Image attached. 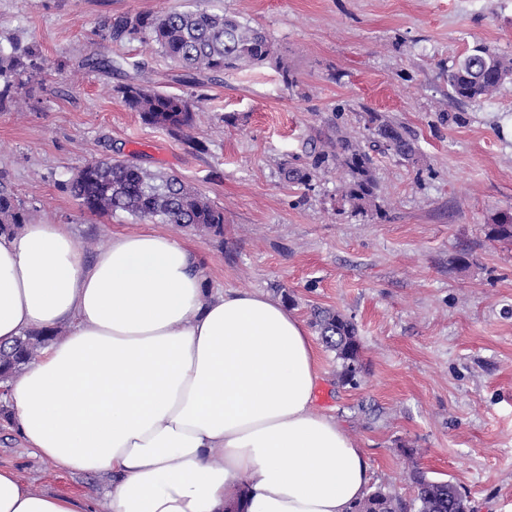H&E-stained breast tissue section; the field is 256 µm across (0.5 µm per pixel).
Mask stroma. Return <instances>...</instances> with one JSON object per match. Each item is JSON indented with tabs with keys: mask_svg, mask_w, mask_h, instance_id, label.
I'll use <instances>...</instances> for the list:
<instances>
[{
	"mask_svg": "<svg viewBox=\"0 0 512 512\" xmlns=\"http://www.w3.org/2000/svg\"><path fill=\"white\" fill-rule=\"evenodd\" d=\"M196 8L264 28L274 58L191 82L153 43L103 37L111 17ZM0 33L45 61L30 103L0 111V167L31 223L69 225L86 261L150 228L192 248L212 288L279 298L306 324L316 308L351 318L364 373L342 385L317 344V404L367 452L370 490L412 499L415 466L454 483L470 512H512V243L493 238L512 214V82L474 100L448 85L475 46L512 58V0H0ZM98 54L121 71L89 67ZM132 82L199 100L193 143L130 110ZM373 112L415 138L420 160L372 152L367 216L343 200L342 167L307 186L282 178L326 138L367 145ZM118 155L223 207V234L99 218L63 190ZM0 466L66 496L99 488L41 462L1 417Z\"/></svg>",
	"mask_w": 512,
	"mask_h": 512,
	"instance_id": "stroma-1",
	"label": "stroma"
}]
</instances>
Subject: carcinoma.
Instances as JSON below:
<instances>
[{
	"mask_svg": "<svg viewBox=\"0 0 512 512\" xmlns=\"http://www.w3.org/2000/svg\"><path fill=\"white\" fill-rule=\"evenodd\" d=\"M105 37L114 42L142 39L154 43L167 58L188 76L235 70L245 65H262L272 59L273 44L261 29L224 12L203 8L172 10L161 14H126L104 24ZM44 70L40 53L23 44L17 36L0 38V109L31 98L33 83ZM512 79V61L500 57L485 45L474 47L448 73V85L459 99L488 97ZM124 103L154 127L181 134L191 142L187 130L194 123L195 101L129 83L120 88ZM374 146L407 162L418 161L415 139L385 117L372 113L368 119ZM346 170L344 199L356 214H365L376 205L377 183L370 155L345 137L328 140L313 154L308 167L293 164L282 168L284 178L305 184L313 173L330 162ZM80 206L93 215L125 212L138 221L187 224L202 232L220 234L224 230V209L189 187L173 173L153 172L132 159H108L86 164L64 184ZM24 203L11 189L0 170V234L13 232L28 222ZM495 239L512 242V215L505 214L494 228ZM312 325L326 348L335 352L345 385H355L353 364L360 357L361 344L354 322L337 311L317 309ZM55 331L28 333L12 347L0 350V377H9L34 360ZM410 479L416 489L417 512H469L466 496L448 481H435L415 467ZM400 499L374 491L355 505L354 512H407Z\"/></svg>",
	"mask_w": 512,
	"mask_h": 512,
	"instance_id": "cac0c4a2",
	"label": "carcinoma"
}]
</instances>
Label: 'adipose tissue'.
<instances>
[{"instance_id": "obj_1", "label": "adipose tissue", "mask_w": 512, "mask_h": 512, "mask_svg": "<svg viewBox=\"0 0 512 512\" xmlns=\"http://www.w3.org/2000/svg\"><path fill=\"white\" fill-rule=\"evenodd\" d=\"M51 330L11 383L32 453L99 479L110 512H351L369 458L315 408V345L280 299L210 287L169 236L92 261L65 224L0 235V348ZM0 466V512H97Z\"/></svg>"}]
</instances>
